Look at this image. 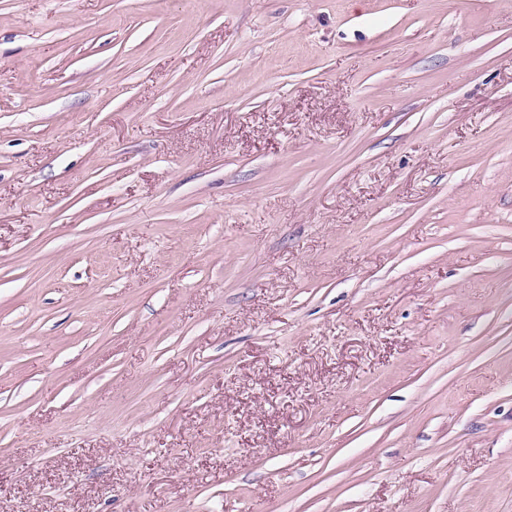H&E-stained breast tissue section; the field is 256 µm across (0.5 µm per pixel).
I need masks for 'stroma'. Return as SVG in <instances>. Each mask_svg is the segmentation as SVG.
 Instances as JSON below:
<instances>
[{
	"mask_svg": "<svg viewBox=\"0 0 512 512\" xmlns=\"http://www.w3.org/2000/svg\"><path fill=\"white\" fill-rule=\"evenodd\" d=\"M0 512H512V0H0Z\"/></svg>",
	"mask_w": 512,
	"mask_h": 512,
	"instance_id": "1",
	"label": "stroma"
}]
</instances>
